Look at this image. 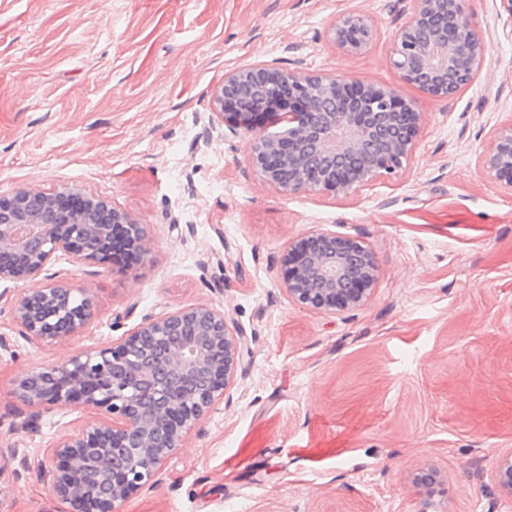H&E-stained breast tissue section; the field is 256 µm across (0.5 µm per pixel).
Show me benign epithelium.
Listing matches in <instances>:
<instances>
[{
    "instance_id": "benign-epithelium-1",
    "label": "benign epithelium",
    "mask_w": 512,
    "mask_h": 512,
    "mask_svg": "<svg viewBox=\"0 0 512 512\" xmlns=\"http://www.w3.org/2000/svg\"><path fill=\"white\" fill-rule=\"evenodd\" d=\"M406 25L394 40L393 65L401 78L434 96L469 84L488 52L473 29L463 0H411ZM372 20L356 11L336 18L330 39L355 54L373 38ZM266 98L260 109L244 106L246 91ZM252 136V165L267 184L288 194L329 191L348 195L393 175L410 162L422 115L398 92L328 74L272 63L224 74L213 88V115L224 107ZM486 175L512 187V121L496 128L479 158ZM289 169L293 178L280 179ZM74 193L22 188L0 197V280L36 276L61 255L77 264L112 253L116 242L149 254L142 224L94 196L79 209L59 200ZM288 299L327 316L361 307L376 279L371 251L362 242L314 232L294 240L284 257ZM94 316L91 291L49 282L20 294L14 319L23 336L49 344L87 326ZM245 332L229 326L208 305L176 309L141 323L116 343L75 356L17 383L32 408L78 405L92 420L51 445V489L73 512H121V506L160 473L199 421L233 385ZM500 494L512 501V449L492 471ZM441 472L419 471L416 484L434 487Z\"/></svg>"
}]
</instances>
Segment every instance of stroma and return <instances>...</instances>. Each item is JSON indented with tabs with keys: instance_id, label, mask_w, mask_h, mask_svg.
<instances>
[{
	"instance_id": "stroma-1",
	"label": "stroma",
	"mask_w": 512,
	"mask_h": 512,
	"mask_svg": "<svg viewBox=\"0 0 512 512\" xmlns=\"http://www.w3.org/2000/svg\"><path fill=\"white\" fill-rule=\"evenodd\" d=\"M498 9L466 0L488 54L443 97L392 65L408 0H0V197L69 187L144 224L151 247L128 269L62 255L0 281V512H72L41 465L90 416L34 414L18 379L202 304L246 332L235 382L123 512H512L489 478L512 448V189L477 163L512 118ZM350 11L375 36L346 55L329 27ZM257 62L396 89L423 115L410 165L345 197L288 194L255 175L250 134L220 124L201 144L212 89ZM314 230L371 249L365 305L289 302L283 257ZM48 280L92 284L95 316L37 346L13 306ZM426 466L437 490L413 484Z\"/></svg>"
}]
</instances>
